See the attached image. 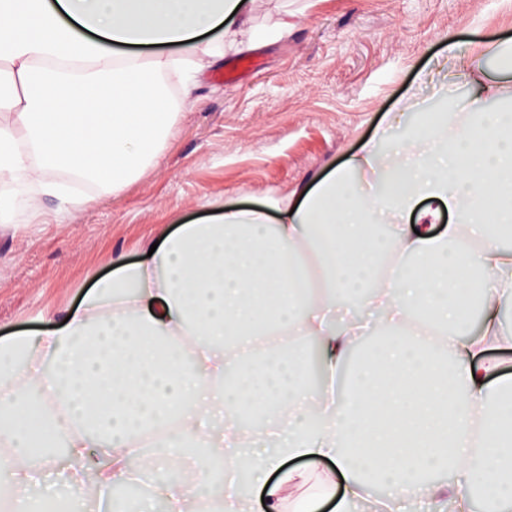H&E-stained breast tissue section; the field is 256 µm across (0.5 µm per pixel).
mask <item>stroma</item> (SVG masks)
Returning a JSON list of instances; mask_svg holds the SVG:
<instances>
[{"label":"stroma","mask_w":512,"mask_h":512,"mask_svg":"<svg viewBox=\"0 0 512 512\" xmlns=\"http://www.w3.org/2000/svg\"><path fill=\"white\" fill-rule=\"evenodd\" d=\"M298 24L255 49L258 69L236 84L217 80L233 54L197 77L194 104L177 107L176 132L119 197L74 182L64 206L0 179L11 197L0 216V337L63 324L115 257L140 261L148 245L221 202L284 198L341 164L381 117L416 97L437 112L471 93L467 80L432 92L420 73L444 46L512 43V0H260L259 26L283 10Z\"/></svg>","instance_id":"stroma-1"}]
</instances>
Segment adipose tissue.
<instances>
[{"label": "adipose tissue", "instance_id": "adipose-tissue-1", "mask_svg": "<svg viewBox=\"0 0 512 512\" xmlns=\"http://www.w3.org/2000/svg\"><path fill=\"white\" fill-rule=\"evenodd\" d=\"M256 2L0 0V173L55 195L51 174L75 171L120 195L172 131L163 73L190 96L215 59L292 28L257 29ZM491 49L449 37L431 71L474 94L427 128L399 139L386 115L315 183L182 223L146 261L115 260L50 335L0 338V512H43L46 474L64 512L106 496L126 512L112 492L140 483V512H253L256 490L268 512L332 497L351 512L370 475L381 512H474L477 487L512 512V382L489 391L484 357L512 349V247L494 235L512 229V113L484 107L512 80L486 73ZM306 340L317 387L299 369ZM191 448L215 449L224 473ZM294 457L333 468H284Z\"/></svg>", "mask_w": 512, "mask_h": 512}]
</instances>
